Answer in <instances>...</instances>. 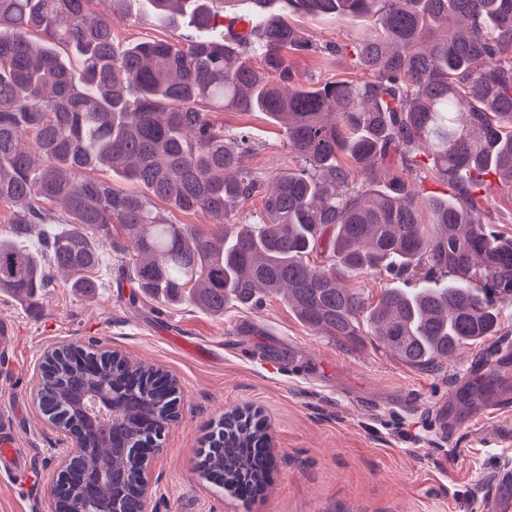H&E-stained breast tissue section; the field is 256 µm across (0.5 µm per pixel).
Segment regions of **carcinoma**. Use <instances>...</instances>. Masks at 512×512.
Here are the masks:
<instances>
[{"mask_svg":"<svg viewBox=\"0 0 512 512\" xmlns=\"http://www.w3.org/2000/svg\"><path fill=\"white\" fill-rule=\"evenodd\" d=\"M108 2L105 15L98 0H0V201L16 208L14 237L0 238L1 291L33 301L58 269L92 298L104 240L144 296L221 317L281 293L324 336L352 340L369 322L416 369L497 332L487 292L512 301V238L487 227L472 191L492 172L512 192V0H282L308 15L375 19L351 46L361 79L315 87L295 84L288 52L315 48L271 8L277 0H252L246 32L236 28L240 0ZM133 10L197 35L120 45L112 15ZM216 104L265 113L298 166L265 189L249 135H225L209 116ZM421 152L454 191L425 199V220L408 179L378 177L382 166L414 174ZM98 168L140 191L89 175ZM256 197L260 210L234 220ZM155 199L203 213L207 229L169 223ZM313 252L328 264H310ZM420 265L441 280L389 288L374 305L342 285L348 273L401 278ZM95 372L110 405L90 423L79 405L90 372L69 351L42 365L43 411L66 410L86 442L55 512L115 499L122 512H144L131 444L159 435L172 400L149 386L156 371L118 355ZM217 435L201 478L260 494L265 429L231 412ZM102 468L108 479L93 480Z\"/></svg>","mask_w":512,"mask_h":512,"instance_id":"cac0c4a2","label":"carcinoma"}]
</instances>
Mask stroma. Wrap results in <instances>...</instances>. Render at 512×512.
<instances>
[{
  "mask_svg": "<svg viewBox=\"0 0 512 512\" xmlns=\"http://www.w3.org/2000/svg\"><path fill=\"white\" fill-rule=\"evenodd\" d=\"M284 18L314 45L293 54L300 83L356 80L348 54L327 55L368 34L369 17L310 16L285 8ZM120 44L177 41L184 27L150 15L114 16ZM226 135L246 130L250 166L265 179L294 168L282 130L261 112L215 111ZM492 228L512 236V192L495 187L473 198ZM94 299L68 274L56 273L37 302L0 291V318L15 324L12 355H0V423L26 456L25 475L0 477V512H48L60 468L61 435L38 409L33 391L47 350L96 346L160 368L177 382L176 417L151 466L152 512H476L499 466L512 462V372L497 373L503 402L449 406L455 391L474 387L472 369L496 350L512 351V304L497 309L496 335L469 345L437 369L402 362L370 328L344 342L303 324L281 298L231 307L216 317L147 297L130 301L117 288L119 263L101 245ZM235 409L268 428L272 465L262 494L216 492L201 480L205 437Z\"/></svg>",
  "mask_w": 512,
  "mask_h": 512,
  "instance_id": "obj_1",
  "label": "stroma"
}]
</instances>
